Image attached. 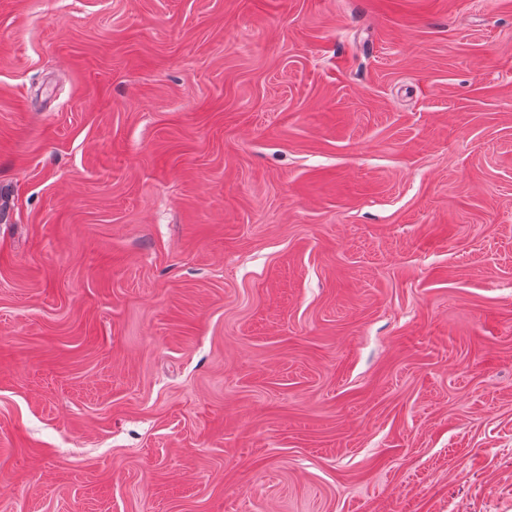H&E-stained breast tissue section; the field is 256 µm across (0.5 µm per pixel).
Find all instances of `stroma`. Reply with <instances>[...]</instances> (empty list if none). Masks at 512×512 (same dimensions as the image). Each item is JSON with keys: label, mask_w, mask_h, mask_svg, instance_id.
Listing matches in <instances>:
<instances>
[{"label": "stroma", "mask_w": 512, "mask_h": 512, "mask_svg": "<svg viewBox=\"0 0 512 512\" xmlns=\"http://www.w3.org/2000/svg\"><path fill=\"white\" fill-rule=\"evenodd\" d=\"M0 512H512V0H0Z\"/></svg>", "instance_id": "stroma-1"}]
</instances>
